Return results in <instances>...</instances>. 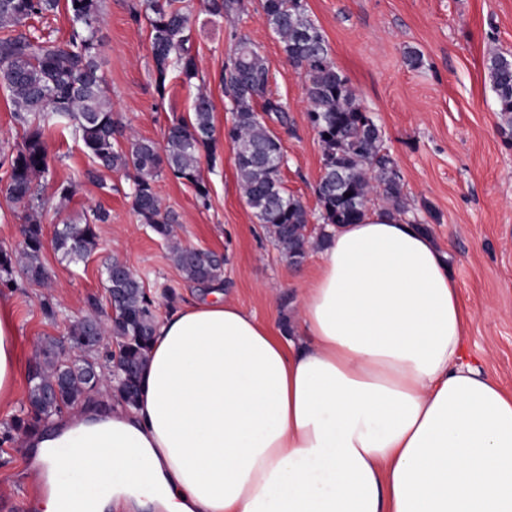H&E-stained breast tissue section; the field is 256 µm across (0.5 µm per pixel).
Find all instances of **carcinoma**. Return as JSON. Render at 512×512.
Returning <instances> with one entry per match:
<instances>
[{
    "instance_id": "cac0c4a2",
    "label": "carcinoma",
    "mask_w": 512,
    "mask_h": 512,
    "mask_svg": "<svg viewBox=\"0 0 512 512\" xmlns=\"http://www.w3.org/2000/svg\"><path fill=\"white\" fill-rule=\"evenodd\" d=\"M62 1L74 24L67 39L17 30L29 18L58 10ZM181 3L141 0L139 7L133 8L134 16L143 13L147 17L151 59L161 92L173 70L188 83L197 75L190 16ZM236 10L237 0H206V11L212 16H228ZM263 11L286 59L304 81L308 119L322 146L323 174L317 195L323 224H356L375 200L383 202L385 210L394 216L407 214L401 178L383 147L381 131L337 69L303 0H263ZM102 20L101 0H0V29L6 31L0 37V86L11 92L14 121L26 133L22 147L10 157L7 194L18 202L31 198L33 179L48 171L45 131L63 126L74 131L95 163L130 174L135 211L157 236L168 239L176 217L163 206L154 183L166 169L192 184L201 200L207 199L208 189L200 179L199 165L202 152L212 150L213 104L208 95L197 93L190 121L172 124L161 149L151 140L125 133L112 111L106 76L98 61ZM227 69L221 81L230 100L232 123L225 137L235 150L242 196L290 263L299 265L309 251L308 213L301 200L282 185L281 141L265 122L268 118L286 127L287 111L271 93L265 58L248 39H240ZM486 71L499 112L512 125V55H490ZM258 103L262 106L260 113L255 108ZM122 138L127 142L125 149L120 144ZM43 209L41 204L29 205L24 244L18 251L0 248V272L9 273L17 264L30 279L45 278L40 261ZM96 242V225L87 221L62 225L54 238L55 249L74 262L87 257ZM173 261L188 281L203 288L219 281L223 273V263L216 255H202L178 245L173 247ZM105 282L108 296L115 298L112 335L122 349L124 364L135 370L133 374H119L117 389L133 404L141 391L157 317L143 285L125 272L122 262L114 260L107 265ZM89 326L88 321L73 325L67 337L69 349H96ZM96 377L93 364L62 357L58 341L47 340L42 364L29 375L30 413L38 417L78 404L87 391L95 388ZM54 387L57 398L48 402L45 393ZM28 414L15 416L11 429L27 432Z\"/></svg>"
}]
</instances>
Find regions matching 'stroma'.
Returning <instances> with one entry per match:
<instances>
[{"mask_svg":"<svg viewBox=\"0 0 512 512\" xmlns=\"http://www.w3.org/2000/svg\"><path fill=\"white\" fill-rule=\"evenodd\" d=\"M133 0H103L99 59L112 109L127 131L163 144L173 121L189 118L198 89L213 103V152L203 153L200 173L209 190L201 203L193 185L162 172L154 183L163 205L177 216L174 237L165 240L142 224L132 207L133 185L125 171L95 168L71 130L46 136L50 171L33 181V196L45 205L46 270L42 281L13 269L8 297L21 345L17 392L0 404V512H16L21 491L41 498L27 468L26 441L9 427L27 404L28 373L43 360L47 338H66L82 320H106L111 309L105 266L125 262L154 302L157 317L203 291L185 280L171 259L172 243L224 259V298L273 329L297 320L302 277L323 251L321 206L316 187L322 147L308 121L303 82L267 27L263 0H240L235 22L211 16L204 0H184L195 39L199 75L193 83L169 76L158 91L146 19L134 18ZM323 33L330 55L382 132L394 159L410 211L408 220L428 226L448 254L450 272L468 313L466 354L483 372L512 390V138L501 131L496 95L487 78L491 53L512 54V0H304ZM248 37L270 68V86L289 117V131L270 122L281 140L282 180L309 214L308 256L293 266L257 223L237 178L235 153L224 137L232 115L219 77L240 37ZM420 57L408 63L409 53ZM11 96L0 88V247H19L24 204L10 200L8 157L25 133L12 117ZM74 193L60 200L58 188ZM101 212L97 246L74 264L54 247L56 225Z\"/></svg>","mask_w":512,"mask_h":512,"instance_id":"35a3bbf8","label":"stroma"}]
</instances>
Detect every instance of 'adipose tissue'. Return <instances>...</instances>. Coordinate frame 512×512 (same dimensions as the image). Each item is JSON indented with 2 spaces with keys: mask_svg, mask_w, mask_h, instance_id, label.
I'll use <instances>...</instances> for the list:
<instances>
[{
  "mask_svg": "<svg viewBox=\"0 0 512 512\" xmlns=\"http://www.w3.org/2000/svg\"><path fill=\"white\" fill-rule=\"evenodd\" d=\"M467 321L432 238L368 211L291 335L218 289L159 320L136 405L32 438L40 512H512V392L464 362ZM20 367L0 296V402Z\"/></svg>",
  "mask_w": 512,
  "mask_h": 512,
  "instance_id": "ef3b65f1",
  "label": "adipose tissue"
}]
</instances>
